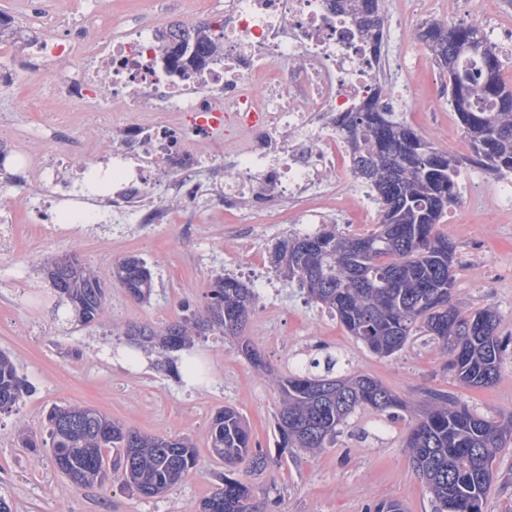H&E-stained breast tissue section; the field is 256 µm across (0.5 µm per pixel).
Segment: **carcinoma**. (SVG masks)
Instances as JSON below:
<instances>
[{"instance_id": "1", "label": "carcinoma", "mask_w": 512, "mask_h": 512, "mask_svg": "<svg viewBox=\"0 0 512 512\" xmlns=\"http://www.w3.org/2000/svg\"><path fill=\"white\" fill-rule=\"evenodd\" d=\"M349 4L361 27L382 45L385 0H340ZM168 60L178 65L187 46L192 59L209 58L210 43L186 25L171 27ZM417 39L438 68L448 75V103L468 138L476 165L496 177L512 175V88L500 79L502 60L478 24H423ZM482 64L480 81L461 70L466 57ZM490 100L493 109L484 108ZM352 147L354 177L365 182L378 204L377 228L364 236H347L327 225L313 233L298 232L280 241L273 254L288 255L290 272L308 297L325 307L347 332L373 354L390 357L420 332L449 354L446 367L463 385L487 387L512 358V336L499 334L500 317L491 308L466 314L452 300L455 246L436 226L459 194V160L436 148L394 113L366 107L343 120ZM47 277L59 300L81 324L104 313L106 281L119 284L138 301L155 288L147 262L128 256L103 273L89 265L74 267L54 260ZM204 310L183 306L184 316L161 330L133 329L130 336L159 339L163 349L180 351L194 337L209 332L239 337L259 299L246 283L218 275ZM336 357H312L278 381L282 406L276 415L278 446L318 453L329 447L339 427L359 408L390 416L406 408L394 391L367 375L335 373ZM30 392L9 355L0 352V412L19 404ZM48 436L61 473L80 487L103 480L105 452L121 455L131 448L137 463L118 481L143 497H158L198 465V449L186 436L145 435L108 419L95 409L53 407L47 414ZM512 442V421L498 424L472 412L456 397L430 392L424 411L409 428L404 447L432 494L434 512H455L461 500L478 502L483 512L494 481L492 464ZM213 456L229 464L250 458L262 470L268 458L253 446L239 413L218 410L209 426ZM253 500L241 478L224 475V484L201 502L199 512H266Z\"/></svg>"}]
</instances>
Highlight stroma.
<instances>
[{"instance_id":"35a3bbf8","label":"stroma","mask_w":512,"mask_h":512,"mask_svg":"<svg viewBox=\"0 0 512 512\" xmlns=\"http://www.w3.org/2000/svg\"><path fill=\"white\" fill-rule=\"evenodd\" d=\"M116 2L130 23L156 9L165 20L186 25L199 14L224 10V0ZM382 54L402 64L401 70H386L389 89L397 88L404 70L418 79L424 93L448 83L417 38L395 24L386 28ZM36 93L47 106H55L48 88ZM36 93L17 81L12 94L0 93V111L14 114L18 133L32 151L40 152L50 132L26 106ZM399 115L434 146L459 158L470 155L467 138L459 126L449 125L447 114L414 108ZM17 222V242L0 244V350L10 356L32 392L12 411L0 413V497L12 512H198L201 502L223 485L225 465L209 451L208 429L215 412L227 406L240 413L254 443L269 458L261 472L245 462L236 467L255 501H279L281 512H366L381 501L399 502L404 512H433L431 496L403 446L425 392L443 390L489 420H512V362L493 385L469 388L448 372L447 354L430 337L413 336L395 355L379 357L285 280L260 292L242 338H196L194 348L206 369L197 385L186 386L169 373L168 363L176 355L158 343L130 347L127 328L158 329L179 320L184 303L204 304L214 276L229 272L248 279L249 265L230 232L232 226L248 224L247 216H204L194 247L177 224L154 235L131 230L126 245L119 246L111 227L75 240H48L31 234L28 214L19 213ZM437 229L456 247L454 302L468 313L495 308L501 334L512 336V210L496 222L484 210H464L455 223L444 221ZM129 255L144 258L152 267L155 288L150 300H134L124 288L110 285L105 312L91 325L58 320L46 307L49 294L35 285L48 260L70 256L105 271ZM244 338L260 351L264 367H255L242 355ZM324 352L336 357L337 374L371 376L399 394L409 409L396 420L357 410L341 426L332 447L316 455L280 449L276 381L291 364ZM55 405L92 407L146 434L191 436L198 466L158 498L142 497L113 479L101 486L76 487L58 470L45 445L46 415ZM25 433L41 440V448L23 447ZM493 471L485 512H512V446L500 451Z\"/></svg>"}]
</instances>
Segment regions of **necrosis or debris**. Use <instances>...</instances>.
I'll list each match as a JSON object with an SVG mask.
<instances>
[{
	"mask_svg": "<svg viewBox=\"0 0 512 512\" xmlns=\"http://www.w3.org/2000/svg\"><path fill=\"white\" fill-rule=\"evenodd\" d=\"M36 32L20 55L0 39V90L16 79L55 85L43 152L15 142L4 160L47 233L84 224L183 223L203 212L248 210L266 224L348 222L368 208L353 182L337 120L378 94L372 39L334 0H226L222 23L196 19L216 48L183 72L164 60L168 25H78L66 9L31 5ZM78 67L74 79L63 73ZM105 97V110L85 104Z\"/></svg>",
	"mask_w": 512,
	"mask_h": 512,
	"instance_id": "necrosis-or-debris-1",
	"label": "necrosis or debris"
}]
</instances>
